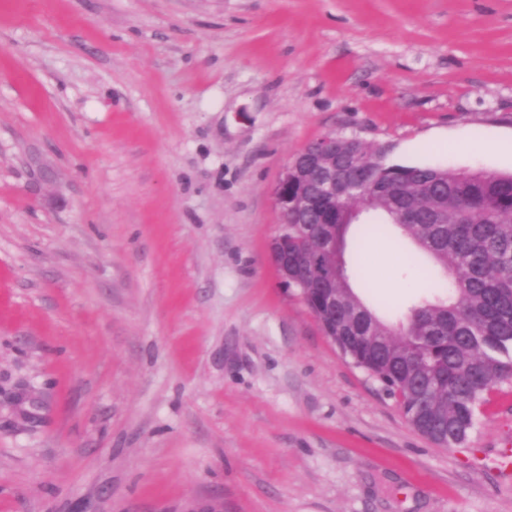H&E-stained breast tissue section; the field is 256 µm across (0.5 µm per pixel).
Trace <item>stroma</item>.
Returning <instances> with one entry per match:
<instances>
[{
  "label": "stroma",
  "mask_w": 512,
  "mask_h": 512,
  "mask_svg": "<svg viewBox=\"0 0 512 512\" xmlns=\"http://www.w3.org/2000/svg\"><path fill=\"white\" fill-rule=\"evenodd\" d=\"M326 135L512 173V0H0V512H512V379L437 445L280 282ZM366 257L404 322L431 261Z\"/></svg>",
  "instance_id": "35a3bbf8"
}]
</instances>
